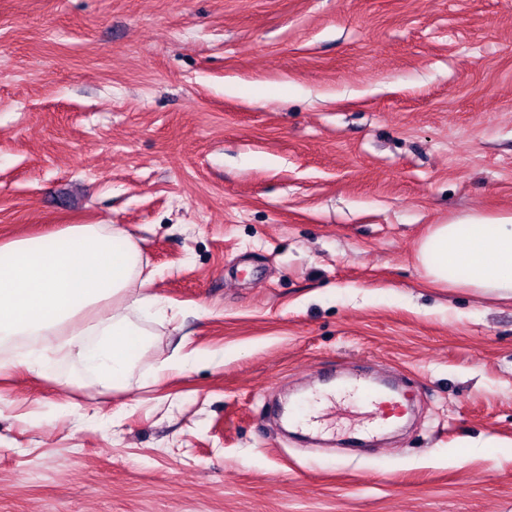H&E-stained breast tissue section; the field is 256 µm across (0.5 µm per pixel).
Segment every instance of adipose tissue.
Masks as SVG:
<instances>
[{
  "mask_svg": "<svg viewBox=\"0 0 512 512\" xmlns=\"http://www.w3.org/2000/svg\"><path fill=\"white\" fill-rule=\"evenodd\" d=\"M416 262L439 287L512 299V214L469 212L432 225ZM143 274L138 244L113 224H67L0 242V343L42 341L7 367L48 377L63 353L98 388L129 389L146 345L133 317L161 303L138 291Z\"/></svg>",
  "mask_w": 512,
  "mask_h": 512,
  "instance_id": "1",
  "label": "adipose tissue"
}]
</instances>
